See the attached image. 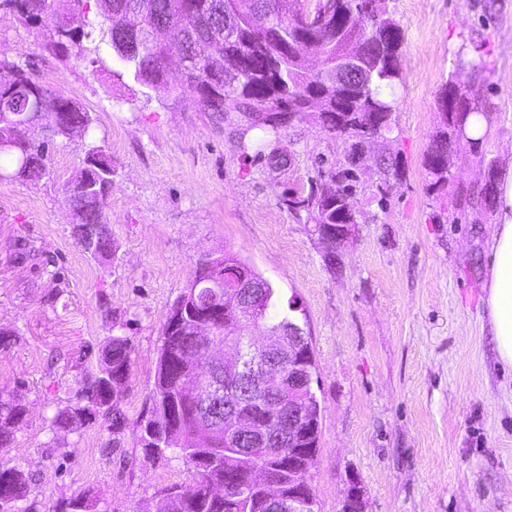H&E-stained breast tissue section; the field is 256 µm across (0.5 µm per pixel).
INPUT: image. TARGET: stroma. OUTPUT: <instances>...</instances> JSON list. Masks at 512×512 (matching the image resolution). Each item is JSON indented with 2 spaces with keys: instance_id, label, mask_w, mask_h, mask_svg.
Listing matches in <instances>:
<instances>
[{
  "instance_id": "1",
  "label": "stroma",
  "mask_w": 512,
  "mask_h": 512,
  "mask_svg": "<svg viewBox=\"0 0 512 512\" xmlns=\"http://www.w3.org/2000/svg\"><path fill=\"white\" fill-rule=\"evenodd\" d=\"M484 2L387 0L404 82L390 130L359 163L356 222L332 252L286 205L318 169L345 162L342 141L313 117L271 141L257 128L240 139L241 114L218 124L190 97L145 96L113 78L104 46L60 61L42 30L0 11V48L94 119L85 135L50 145L49 175L0 180V330L18 336L0 351V389L23 395L28 422L0 462L34 476L47 512L82 490L102 512H155L158 490L191 480L182 460L143 463L132 429L116 440L93 427L54 448L45 419L77 386L68 360L123 334L134 345L123 410L135 421L171 306L196 260L224 253L268 280L273 315L307 334L321 408L308 483L319 512H340L354 481L366 512H512V369L496 358L483 303L494 209L472 198L512 166V0H497L491 17ZM454 75L489 112L490 130L476 148L454 139L452 176L436 189L425 159ZM89 144L112 156L115 252L105 260L76 247L63 190ZM273 150L285 166L268 165ZM383 158L398 173L383 172ZM21 242L33 255L18 254Z\"/></svg>"
}]
</instances>
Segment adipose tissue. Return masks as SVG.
Listing matches in <instances>:
<instances>
[{"mask_svg":"<svg viewBox=\"0 0 512 512\" xmlns=\"http://www.w3.org/2000/svg\"><path fill=\"white\" fill-rule=\"evenodd\" d=\"M484 306L499 362L512 368V168L498 179Z\"/></svg>","mask_w":512,"mask_h":512,"instance_id":"adipose-tissue-1","label":"adipose tissue"}]
</instances>
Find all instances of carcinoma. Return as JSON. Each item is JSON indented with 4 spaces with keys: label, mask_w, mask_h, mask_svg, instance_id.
Masks as SVG:
<instances>
[{
    "label": "carcinoma",
    "mask_w": 512,
    "mask_h": 512,
    "mask_svg": "<svg viewBox=\"0 0 512 512\" xmlns=\"http://www.w3.org/2000/svg\"><path fill=\"white\" fill-rule=\"evenodd\" d=\"M254 0H233L225 8V0H112V14H104L107 47L117 65L113 76L131 78L143 89L156 95H188L200 111L210 112L218 120L226 112H243L249 123L241 135L254 128L278 137L291 122L310 112L309 101L318 97L323 110L315 120L322 128L342 139L346 145L345 164L337 171H320L316 180L325 176L340 182L342 189H354L360 180L358 160L365 144L382 129L391 127L396 112L395 100L379 92L380 85L390 88L404 82L399 26L391 23L374 28V22L359 18V11L386 14V0H280L273 26L255 16ZM90 0H0V10H9L28 26L48 33L46 49L56 58L67 60L84 52L83 41L91 38L95 28L89 24L64 29L62 21L74 12L91 11ZM136 15V26H154L163 21L166 37L152 46L141 58L120 60L133 33L127 31V10ZM305 39L324 56L327 63L352 58L355 74L341 83L326 82L311 70L309 59L294 55L285 45ZM177 55L182 63V79L176 84L168 80L163 60ZM9 70L15 74L11 84H0V156L9 166L3 174L19 181H35L49 173V145L67 136L72 126H91L92 116L78 102L66 98L40 83L27 65L0 49V75ZM466 84L458 78L446 83L442 98L448 99V123L436 132L425 159V167L435 184L448 183L453 167L452 133L462 132L461 115L477 112L465 98ZM40 108L57 112L63 127L33 136L35 116L32 101ZM376 112L382 123L364 128L362 115ZM102 147L90 145L85 150L83 166L65 184L71 209L80 224L71 229V237L82 252L100 258L112 253V233L103 224L102 215L112 190V170L90 164L92 155ZM295 215L304 211L315 226L344 224L342 201L336 195L312 189L296 204L289 205ZM224 306V294L210 288H187L170 309L169 316L184 310L207 315L215 306ZM257 323L267 325L269 332L288 335L292 321L275 320L265 311ZM219 340L234 336L242 345L245 359L252 357L247 331L237 325L232 315L213 322ZM162 344L152 395V406L136 421V445L143 460L156 464L168 459L174 448L194 471L193 483L171 485L173 493L158 501L156 512H265L259 492L252 486L248 470L252 460L240 450L229 447L224 428L206 429L195 415L191 386L200 362V342L192 331L170 329L165 321L161 330ZM133 344L124 335L108 338L98 352L96 369L88 366L92 352L82 355L73 368L80 374L78 388L58 399L47 418L53 439L61 433H78L94 425L112 434H120L127 420L122 405L132 369ZM267 400H255L246 406L260 425L272 429L277 421L269 416ZM26 405L15 390L0 389V447L15 440L25 422ZM255 456L267 474L288 487V445L275 453L257 450ZM235 477L225 498L209 495L210 483L224 481V475ZM32 478L17 464L0 463V512H41L39 502L31 496ZM98 502L89 492L71 494L57 503L55 512H95Z\"/></svg>",
    "instance_id": "obj_1"
}]
</instances>
